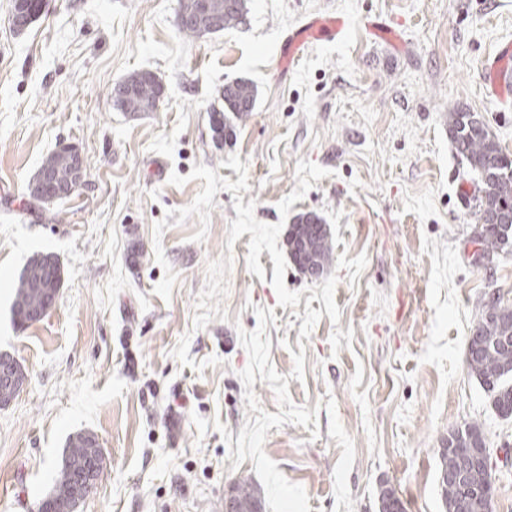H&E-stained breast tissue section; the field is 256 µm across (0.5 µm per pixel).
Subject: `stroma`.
Returning a JSON list of instances; mask_svg holds the SVG:
<instances>
[{
    "label": "stroma",
    "instance_id": "stroma-1",
    "mask_svg": "<svg viewBox=\"0 0 512 512\" xmlns=\"http://www.w3.org/2000/svg\"><path fill=\"white\" fill-rule=\"evenodd\" d=\"M0 0V353L26 373L0 406V512H35L53 486L70 436L95 435L105 456L78 512H224L235 482L260 486L237 439L252 412L239 377L249 356L240 331L255 307L273 310L270 361L288 376L293 403L316 427L270 428L263 449L301 485L311 512H380L392 489L404 512H444L441 441L477 423L494 452L493 512H512V417H502L467 368V339L492 292L512 306V253L474 257L473 174L448 135V114L479 113L512 153V109L484 86L482 64L512 41V0H249L242 24L200 38L177 27L178 0H46L21 34ZM347 21L344 39L309 45L287 72L278 48L311 15ZM369 19L401 32L376 39ZM136 70L165 86L157 111L118 110L113 84ZM244 79L256 104L218 139L210 115L226 83ZM81 151L84 184L46 212L27 186L60 144ZM247 166L254 215L282 223L322 218L332 248L323 276L287 262L285 285L302 291L334 276L339 322L324 303L282 307L269 279L247 268L250 234L228 244L232 192L219 191L207 225L198 217L153 228L204 186L194 166L237 181ZM327 169L288 215L296 165ZM186 184L171 185V174ZM203 241H194L198 230ZM166 261L157 263L156 249ZM54 255L63 271L55 304L21 329L12 286L29 258ZM231 256L226 318L193 326L209 262ZM170 299L155 294L166 269ZM321 312L300 339L306 310ZM305 347V378L291 350Z\"/></svg>",
    "mask_w": 512,
    "mask_h": 512
}]
</instances>
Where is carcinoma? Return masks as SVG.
Segmentation results:
<instances>
[{
    "label": "carcinoma",
    "mask_w": 512,
    "mask_h": 512,
    "mask_svg": "<svg viewBox=\"0 0 512 512\" xmlns=\"http://www.w3.org/2000/svg\"><path fill=\"white\" fill-rule=\"evenodd\" d=\"M211 6L221 13L220 32L240 24L247 13V0H210ZM126 93L121 82L113 84L110 96L114 106L126 112H155L162 99L163 89L150 81L139 84L134 97L123 98ZM255 93L246 81H235L224 85V109L213 113V131L223 135L231 130L227 125L226 113L231 112L242 119L253 111ZM448 133L455 149L477 175L474 198L478 207L479 227L475 243L484 256H494L504 247L503 231L512 226V155L498 146L485 121L475 112L457 110L448 113ZM40 168H52L61 178L70 175L67 156L60 150L50 153ZM291 255L302 272L311 277L323 273L330 260L331 247L321 219L312 214L298 217L289 235ZM39 282H49L60 287L61 270L58 260L50 254L33 256L14 286L11 305L14 325L29 326L31 317L27 307L43 305ZM501 336L512 337V309L488 301L482 304L481 316L474 330V338L467 346V367L481 385L491 394L493 406L504 417L512 416V393L506 389L512 376V342L507 345L496 343ZM90 435L78 433L69 438L67 448L58 467L51 490L55 495L69 488L79 476L80 460L85 458L86 445ZM483 434L475 423L448 432V441L457 448H477ZM446 512H481L477 500L470 491L439 479ZM238 499L242 502L241 512H260L264 509L260 492L251 484L242 481L234 485ZM468 499V507L459 508L462 499Z\"/></svg>",
    "instance_id": "cac0c4a2"
}]
</instances>
